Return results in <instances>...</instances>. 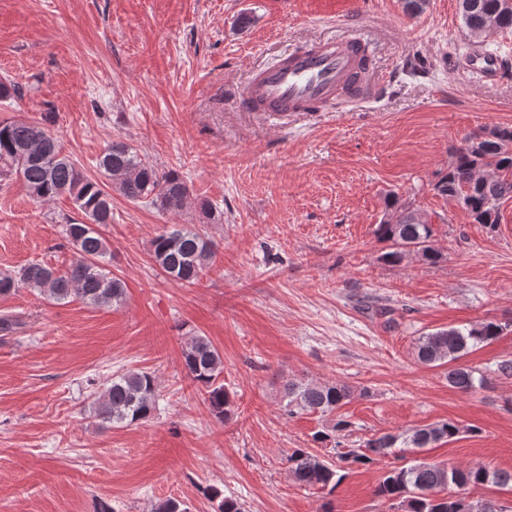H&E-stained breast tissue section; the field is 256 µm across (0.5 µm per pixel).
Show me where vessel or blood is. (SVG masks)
Here are the masks:
<instances>
[{
    "instance_id": "1",
    "label": "vessel or blood",
    "mask_w": 512,
    "mask_h": 512,
    "mask_svg": "<svg viewBox=\"0 0 512 512\" xmlns=\"http://www.w3.org/2000/svg\"><path fill=\"white\" fill-rule=\"evenodd\" d=\"M365 53L361 38L355 35L331 37L319 45L293 50L280 63L253 70L243 100L278 114L316 112L338 100L347 85L351 88L348 102H366L375 90L358 76Z\"/></svg>"
}]
</instances>
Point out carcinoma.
Returning a JSON list of instances; mask_svg holds the SVG:
<instances>
[{"mask_svg": "<svg viewBox=\"0 0 512 512\" xmlns=\"http://www.w3.org/2000/svg\"><path fill=\"white\" fill-rule=\"evenodd\" d=\"M496 19L497 30H512V10L500 8V0H462L461 20L468 32L480 31L485 21ZM97 167L112 180V188L130 201H147L162 212L182 210L190 196L184 180L174 172L160 173L148 156L128 141H114L103 152ZM19 178L29 195L50 201L67 194L84 216L81 222L65 224V239L73 259L60 273L41 263H29L13 272L0 273V296L21 288L39 291L49 300L63 301L73 295L95 307L120 305L125 299L124 282L106 265L109 248L97 226L112 223V195L88 177L64 154L57 138L44 123L15 117L0 121V178ZM436 194L457 202L475 224L491 228L500 222L502 200L512 198V126H494L465 137L454 151L448 170L433 185ZM376 235L386 244L381 259L399 264L418 259L437 264L443 254L436 248L434 228L428 216L393 195ZM213 244L185 224L165 227L152 241L151 257L170 278L191 283L210 264ZM507 326L484 321L465 327L440 329L416 340L417 359L434 367H448V385L464 394L483 386L476 370L458 364L470 351L498 339ZM187 375L205 395L212 415L224 419L232 406V395L219 382L224 373L220 352L204 336H192L182 351ZM288 413L295 410L330 415L351 396L341 384H286ZM158 399L155 377L146 371L129 370L112 382L94 403V416L101 424L130 426L149 419ZM350 422L341 415L313 441L333 443L336 433ZM460 433L453 422L440 421L402 434L382 433L367 440L364 449L336 452L328 461L304 448L287 458L294 480L307 487L333 492L354 468L369 466L394 454L396 448H429ZM512 486V471H490L483 466L415 462L388 470L375 494L401 508V512H503L489 499L472 502L468 491L480 485ZM217 512H245L239 499L224 495L218 487L208 488Z\"/></svg>", "mask_w": 512, "mask_h": 512, "instance_id": "1", "label": "carcinoma"}]
</instances>
